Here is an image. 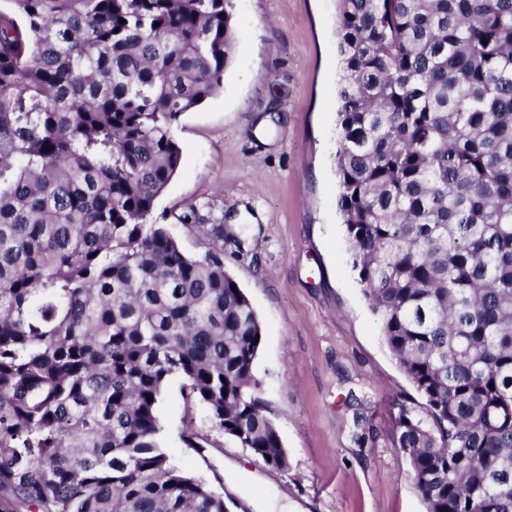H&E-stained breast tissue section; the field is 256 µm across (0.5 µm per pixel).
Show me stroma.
Here are the masks:
<instances>
[{
  "mask_svg": "<svg viewBox=\"0 0 512 512\" xmlns=\"http://www.w3.org/2000/svg\"><path fill=\"white\" fill-rule=\"evenodd\" d=\"M337 13V0H234L223 87L181 116V166L153 212L192 255L209 246L179 221L192 207L242 241L225 247L224 268L261 324L253 374L288 469L214 429L204 407L187 406L179 378L158 404L166 454L231 512H426L393 443V403L413 388L357 283L337 209ZM352 394L372 398L376 437L362 447ZM188 428L210 447H187Z\"/></svg>",
  "mask_w": 512,
  "mask_h": 512,
  "instance_id": "obj_1",
  "label": "stroma"
}]
</instances>
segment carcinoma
Here are the masks:
<instances>
[{"label":"carcinoma","instance_id":"carcinoma-1","mask_svg":"<svg viewBox=\"0 0 512 512\" xmlns=\"http://www.w3.org/2000/svg\"><path fill=\"white\" fill-rule=\"evenodd\" d=\"M0 10V512H226L162 450L173 377L273 469L261 327L224 225L151 221L174 128L222 87L232 0ZM337 207L420 403L394 445L426 512H512V0H338ZM353 441L374 440L353 395Z\"/></svg>","mask_w":512,"mask_h":512}]
</instances>
